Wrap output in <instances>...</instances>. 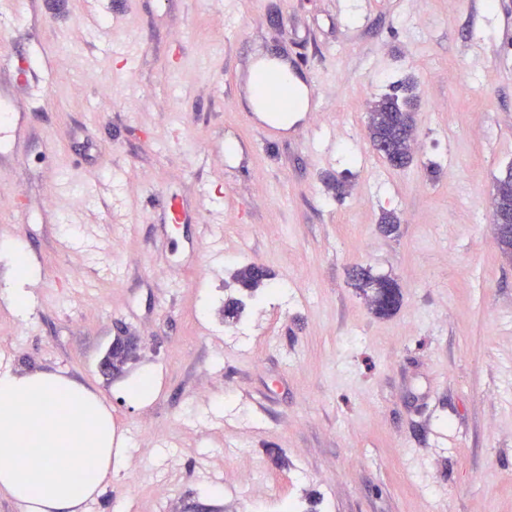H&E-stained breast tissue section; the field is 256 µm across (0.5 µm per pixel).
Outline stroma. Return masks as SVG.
Segmentation results:
<instances>
[{
  "label": "stroma",
  "mask_w": 512,
  "mask_h": 512,
  "mask_svg": "<svg viewBox=\"0 0 512 512\" xmlns=\"http://www.w3.org/2000/svg\"><path fill=\"white\" fill-rule=\"evenodd\" d=\"M1 14L22 16L39 81L0 60L29 112L27 139L0 151V239L22 230L33 270L20 314L0 256V370L56 373L111 410L128 453L84 512H512V250L485 206L512 167V0H8ZM267 52L303 53L316 85L306 134L268 150L235 92ZM407 79L420 148L395 169L368 112ZM155 191L180 225L147 207ZM209 209L224 237L203 275L172 244L191 245ZM255 262L287 301L224 323ZM357 266L396 280V313H372ZM122 329L138 356L104 375ZM144 376L152 391L131 398Z\"/></svg>",
  "instance_id": "35a3bbf8"
}]
</instances>
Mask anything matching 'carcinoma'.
<instances>
[{
    "mask_svg": "<svg viewBox=\"0 0 512 512\" xmlns=\"http://www.w3.org/2000/svg\"><path fill=\"white\" fill-rule=\"evenodd\" d=\"M413 86L406 84L401 93L385 94L375 100L369 109L367 128L371 142L381 143L386 152L382 158L394 168L407 167L413 158L415 130L416 96ZM493 209L502 213H512V169L496 182ZM267 279V272L254 265L245 266L236 274V281L243 289L254 292L256 287ZM353 280L360 289L371 288L372 313L380 318L393 315L400 306L401 292L397 283L385 277H374L368 270L360 269L353 274ZM245 309L241 298L224 301V321L237 322Z\"/></svg>",
    "mask_w": 512,
    "mask_h": 512,
    "instance_id": "1",
    "label": "carcinoma"
}]
</instances>
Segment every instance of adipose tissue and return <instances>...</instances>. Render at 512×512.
Returning <instances> with one entry per match:
<instances>
[{"label":"adipose tissue","instance_id":"1","mask_svg":"<svg viewBox=\"0 0 512 512\" xmlns=\"http://www.w3.org/2000/svg\"><path fill=\"white\" fill-rule=\"evenodd\" d=\"M112 416L85 386L51 372H0V494L22 512H82L124 455Z\"/></svg>","mask_w":512,"mask_h":512}]
</instances>
